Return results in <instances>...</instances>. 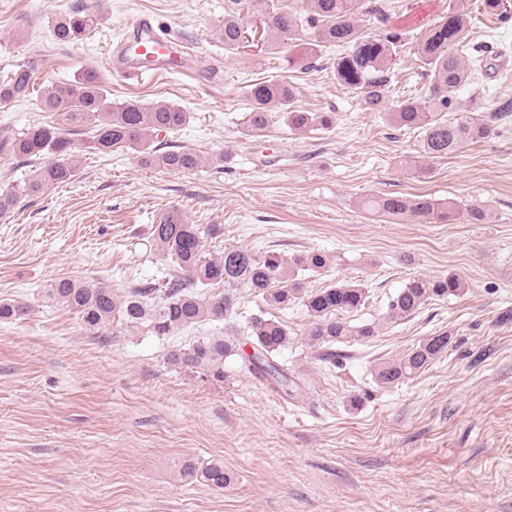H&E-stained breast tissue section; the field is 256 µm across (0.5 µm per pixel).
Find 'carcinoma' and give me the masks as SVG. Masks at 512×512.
<instances>
[{"mask_svg": "<svg viewBox=\"0 0 512 512\" xmlns=\"http://www.w3.org/2000/svg\"><path fill=\"white\" fill-rule=\"evenodd\" d=\"M224 14V49L237 50L245 43L241 10ZM308 14L284 8L266 21L267 28L277 36L291 40L299 27L313 29L314 39L290 46L289 67H309L318 56V47L329 44L342 50L336 56V78L358 93L371 110H382L390 88L389 64L394 45L401 42V33L389 29L382 38H371L361 30V16H376L388 22L384 8L366 5V0H308ZM99 22L93 8H81L59 19L53 28L54 40L70 43L92 31ZM470 25L466 15L450 10L448 16L434 25L415 45L413 53L424 64L427 80L415 93L394 105L388 112L398 128L424 130L422 148L431 158L453 154L470 142L488 139L494 132L489 122L479 118L454 119L447 113L454 108L456 92L475 80L468 64L467 33ZM34 91L33 71L21 67L0 80V103L26 99ZM250 111L244 116V128L251 136H261L272 121V111L280 110L288 128L295 132L328 130L336 121L327 112H306L295 105V91L285 82L263 81L252 84L249 93ZM42 104L57 113V125H37L26 132L0 137V154L39 160L46 154L52 160L35 169L28 184L17 190L0 193V217L9 214L22 193L44 191L72 180L77 172L73 141L67 133L92 127L89 146L101 154L115 148L130 149L145 165L168 171L191 172L203 164L224 169V153L208 158L189 148L163 149L154 144L153 136L173 132L190 121L191 113L181 107L157 102L149 106L136 101L114 103L109 100L101 81L89 78V70L80 72L74 82L47 87L42 91ZM364 205L395 218L408 217L418 223H445L454 217L470 224H482L485 212L478 207L465 210L424 196L408 198L386 194L370 197ZM154 249L171 259L174 274L168 280L161 301L157 289L129 288L118 295L112 286L101 281H80L63 277L47 288L48 299L61 302L74 310L92 334L121 325L133 329L145 322L158 336L190 327L204 319H229L235 311V291L247 288L268 305L286 308L299 301L306 308L310 326L306 339L311 345L331 344L348 339L362 341L375 336V326H352L339 317L365 305L367 289L353 281H338L329 288L307 292L298 279L304 271L318 272L329 265V256L320 252H302L284 258L276 253L258 254L242 246H226L221 255L206 256L201 230L180 218L165 217L151 227ZM224 285V293L208 297L196 292L199 285ZM465 281L455 273L430 278L415 276L388 304L390 320L415 314L426 302L457 296L464 291ZM28 314V306L20 301L0 300V321L18 320ZM232 338L202 337L191 347L169 350L168 362L173 366L196 368L206 377L224 381V359L243 355L247 371L266 374L286 394L291 379L278 368L272 356L288 346L286 326L275 320L254 317L245 326L229 324ZM253 353H244V346ZM448 346V337L434 336L402 357L382 363L376 378L383 385H394L422 372ZM186 475L213 489L222 490L230 483L224 462L213 460L199 468L193 464Z\"/></svg>", "mask_w": 512, "mask_h": 512, "instance_id": "carcinoma-1", "label": "carcinoma"}]
</instances>
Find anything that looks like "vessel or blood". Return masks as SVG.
Instances as JSON below:
<instances>
[{
    "instance_id": "1",
    "label": "vessel or blood",
    "mask_w": 512,
    "mask_h": 512,
    "mask_svg": "<svg viewBox=\"0 0 512 512\" xmlns=\"http://www.w3.org/2000/svg\"><path fill=\"white\" fill-rule=\"evenodd\" d=\"M182 53L179 41L163 33L153 17L140 15L127 22L125 36L113 48L108 65L120 77L135 80L151 68H165Z\"/></svg>"
}]
</instances>
